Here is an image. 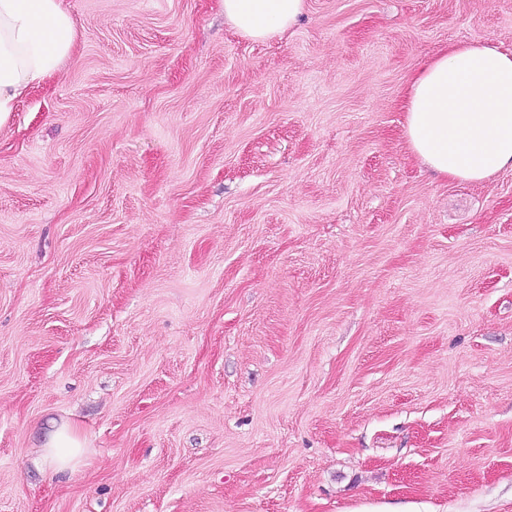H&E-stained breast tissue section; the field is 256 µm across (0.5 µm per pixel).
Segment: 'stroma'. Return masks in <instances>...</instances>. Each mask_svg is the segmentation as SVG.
<instances>
[{
	"mask_svg": "<svg viewBox=\"0 0 512 512\" xmlns=\"http://www.w3.org/2000/svg\"><path fill=\"white\" fill-rule=\"evenodd\" d=\"M66 5L0 123V512H512V170L435 177L402 110L512 0ZM304 0H224V19L242 37L265 41L298 23ZM41 448L39 463L53 473L73 472L82 462V440L68 424H61Z\"/></svg>",
	"mask_w": 512,
	"mask_h": 512,
	"instance_id": "obj_1",
	"label": "stroma"
}]
</instances>
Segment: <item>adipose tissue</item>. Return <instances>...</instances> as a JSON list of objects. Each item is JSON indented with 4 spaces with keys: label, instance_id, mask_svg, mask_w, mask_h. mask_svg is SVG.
Returning a JSON list of instances; mask_svg holds the SVG:
<instances>
[{
    "label": "adipose tissue",
    "instance_id": "adipose-tissue-1",
    "mask_svg": "<svg viewBox=\"0 0 512 512\" xmlns=\"http://www.w3.org/2000/svg\"><path fill=\"white\" fill-rule=\"evenodd\" d=\"M304 0H224V18L242 37L264 41L298 23ZM78 38L65 0H0V122L55 74ZM410 151L437 176L470 183L512 168V51L479 42L439 49L413 76L405 102ZM83 443L61 424L40 464L74 471Z\"/></svg>",
    "mask_w": 512,
    "mask_h": 512
}]
</instances>
